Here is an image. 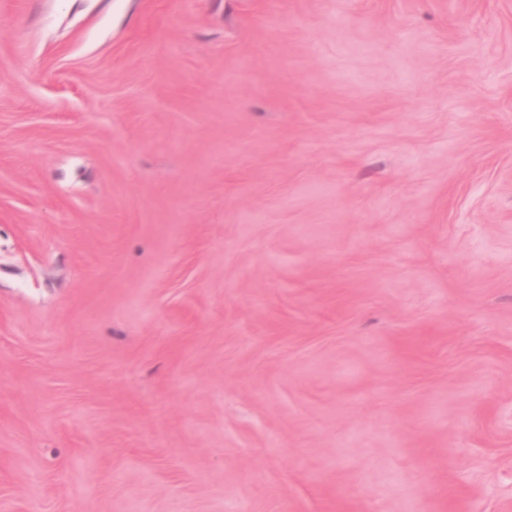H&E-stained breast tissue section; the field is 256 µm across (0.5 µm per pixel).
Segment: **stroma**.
<instances>
[{"label": "stroma", "instance_id": "35a3bbf8", "mask_svg": "<svg viewBox=\"0 0 512 512\" xmlns=\"http://www.w3.org/2000/svg\"><path fill=\"white\" fill-rule=\"evenodd\" d=\"M0 512H512V0H0Z\"/></svg>", "mask_w": 512, "mask_h": 512}]
</instances>
